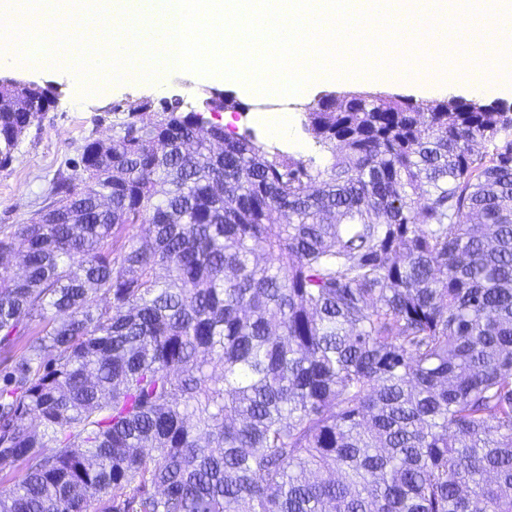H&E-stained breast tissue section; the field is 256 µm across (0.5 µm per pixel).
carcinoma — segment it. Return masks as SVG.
<instances>
[{
  "label": "carcinoma",
  "mask_w": 512,
  "mask_h": 512,
  "mask_svg": "<svg viewBox=\"0 0 512 512\" xmlns=\"http://www.w3.org/2000/svg\"><path fill=\"white\" fill-rule=\"evenodd\" d=\"M51 98L0 79V168ZM302 125L326 162L166 105L0 226V512H512V109Z\"/></svg>",
  "instance_id": "1"
}]
</instances>
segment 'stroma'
<instances>
[{
    "instance_id": "35a3bbf8",
    "label": "stroma",
    "mask_w": 512,
    "mask_h": 512,
    "mask_svg": "<svg viewBox=\"0 0 512 512\" xmlns=\"http://www.w3.org/2000/svg\"><path fill=\"white\" fill-rule=\"evenodd\" d=\"M0 77H14L41 85H54L58 92L55 107L43 121L32 126L23 137L9 166L0 169V225L23 224L39 210L57 177L79 171L81 147L88 139H111L112 125L124 120L125 113L143 100H180L183 110L204 113L212 122L222 124L225 132L254 130L267 145L294 157H319L320 151L301 124L306 103L328 92H339V85L311 87L304 97L281 102L250 97L243 89L219 85L190 72L168 77L163 83L150 84L129 80L111 84L109 92L94 91L81 96L80 84L61 68L34 69L16 63L0 70ZM222 92L234 101L226 111H210L206 102L214 92ZM287 111L288 134L272 137L262 117Z\"/></svg>"
}]
</instances>
